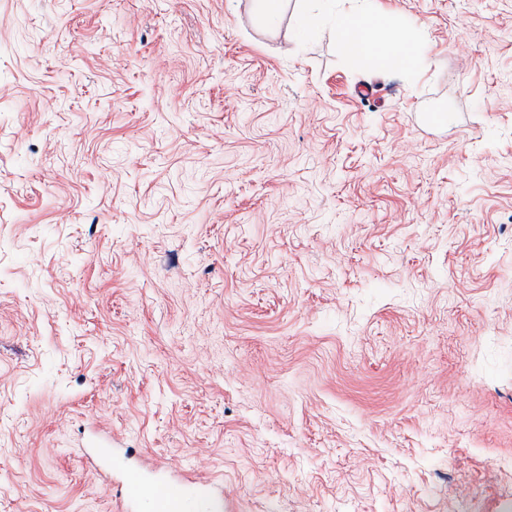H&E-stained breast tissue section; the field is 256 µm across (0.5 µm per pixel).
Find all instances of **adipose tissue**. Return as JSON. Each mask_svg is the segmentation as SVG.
Masks as SVG:
<instances>
[{"label": "adipose tissue", "mask_w": 512, "mask_h": 512, "mask_svg": "<svg viewBox=\"0 0 512 512\" xmlns=\"http://www.w3.org/2000/svg\"><path fill=\"white\" fill-rule=\"evenodd\" d=\"M335 26L345 55L370 60L377 70L415 69L418 37L415 26L397 24L388 15L366 7L336 15Z\"/></svg>", "instance_id": "adipose-tissue-1"}]
</instances>
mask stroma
<instances>
[{
  "label": "stroma",
  "mask_w": 512,
  "mask_h": 512,
  "mask_svg": "<svg viewBox=\"0 0 512 512\" xmlns=\"http://www.w3.org/2000/svg\"><path fill=\"white\" fill-rule=\"evenodd\" d=\"M0 0V512L512 506V0ZM343 53L368 59L376 70L409 72L417 65L418 28L398 25L388 15L361 7L334 18ZM108 462L120 473L118 488L127 511H136L144 502L149 503L151 512H187L188 508L211 511L217 506L216 501L204 493L207 481L197 480L193 487L173 482L150 483L140 470L123 467L112 457Z\"/></svg>",
  "instance_id": "35a3bbf8"
}]
</instances>
